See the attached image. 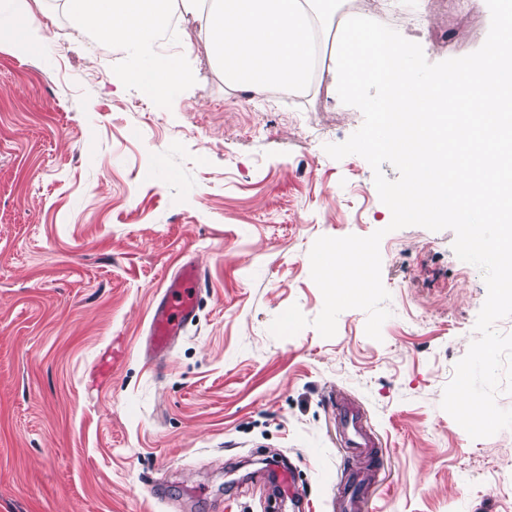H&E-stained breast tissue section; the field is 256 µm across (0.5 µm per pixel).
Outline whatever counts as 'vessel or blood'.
I'll return each mask as SVG.
<instances>
[{"label":"vessel or blood","mask_w":512,"mask_h":512,"mask_svg":"<svg viewBox=\"0 0 512 512\" xmlns=\"http://www.w3.org/2000/svg\"><path fill=\"white\" fill-rule=\"evenodd\" d=\"M201 271L192 262L180 266L167 284L152 312L151 344L155 352H168L185 325L193 321ZM337 434L342 447L352 456L376 457L380 442L371 431L364 409L355 400L337 395Z\"/></svg>","instance_id":"obj_1"}]
</instances>
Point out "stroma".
Instances as JSON below:
<instances>
[{"mask_svg":"<svg viewBox=\"0 0 512 512\" xmlns=\"http://www.w3.org/2000/svg\"><path fill=\"white\" fill-rule=\"evenodd\" d=\"M51 39L0 42V512H333L342 470L368 468L365 512H512V429L474 439L441 400L476 337L481 271L452 230L388 231L374 173L335 160L363 123L328 81L299 100L228 91L207 34L175 19L196 79L171 108L125 88L126 53L64 0H22ZM429 62L478 50L485 0H388ZM386 234L381 340L343 311L326 339L274 318L323 308L322 236ZM198 309L165 357L151 312L185 261ZM366 410L377 462L343 459L336 396ZM287 466L294 496L268 475Z\"/></svg>","mask_w":512,"mask_h":512,"instance_id":"1","label":"stroma"}]
</instances>
